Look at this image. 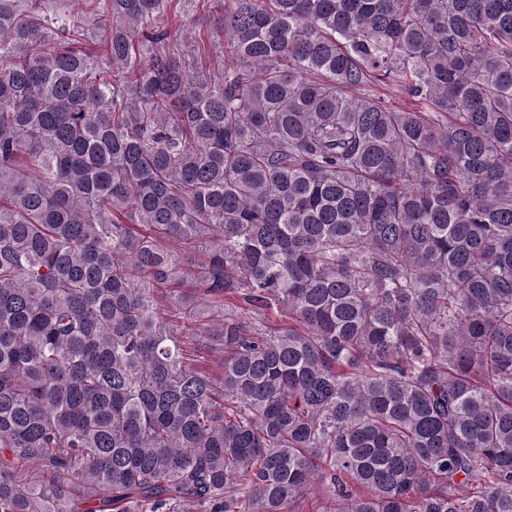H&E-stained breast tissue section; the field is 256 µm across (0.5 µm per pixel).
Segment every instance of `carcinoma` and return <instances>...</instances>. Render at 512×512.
I'll return each mask as SVG.
<instances>
[{
  "instance_id": "carcinoma-1",
  "label": "carcinoma",
  "mask_w": 512,
  "mask_h": 512,
  "mask_svg": "<svg viewBox=\"0 0 512 512\" xmlns=\"http://www.w3.org/2000/svg\"><path fill=\"white\" fill-rule=\"evenodd\" d=\"M172 2L0 0V512H512V0ZM216 15L208 12L207 8H200L196 12L188 13L184 19L178 17L176 26H173L170 48L176 55L190 54L194 45L200 43L210 55L211 71L218 73L224 65V54L219 51V44L224 43V37L218 33Z\"/></svg>"
}]
</instances>
